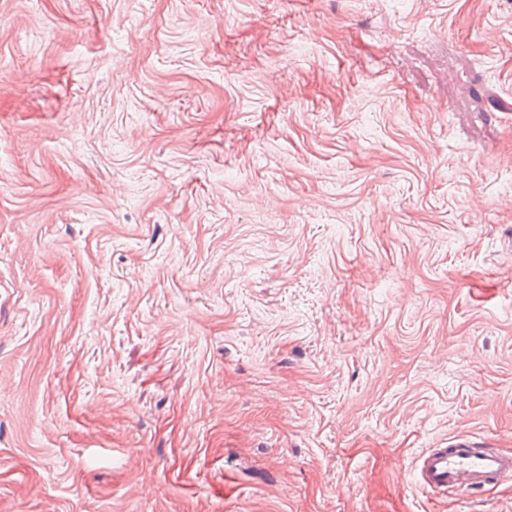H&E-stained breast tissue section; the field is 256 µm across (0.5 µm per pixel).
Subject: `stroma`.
<instances>
[{
  "label": "stroma",
  "instance_id": "35a3bbf8",
  "mask_svg": "<svg viewBox=\"0 0 512 512\" xmlns=\"http://www.w3.org/2000/svg\"><path fill=\"white\" fill-rule=\"evenodd\" d=\"M512 0H0V512H512ZM418 482L435 493L478 491L512 479V452L477 449L465 440L428 448L417 458Z\"/></svg>",
  "mask_w": 512,
  "mask_h": 512
}]
</instances>
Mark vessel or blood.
Wrapping results in <instances>:
<instances>
[{
  "instance_id": "b4317fda",
  "label": "vessel or blood",
  "mask_w": 512,
  "mask_h": 512,
  "mask_svg": "<svg viewBox=\"0 0 512 512\" xmlns=\"http://www.w3.org/2000/svg\"><path fill=\"white\" fill-rule=\"evenodd\" d=\"M419 483L436 493L478 491L512 479V452L477 449L465 440L451 448H428L417 458Z\"/></svg>"
}]
</instances>
